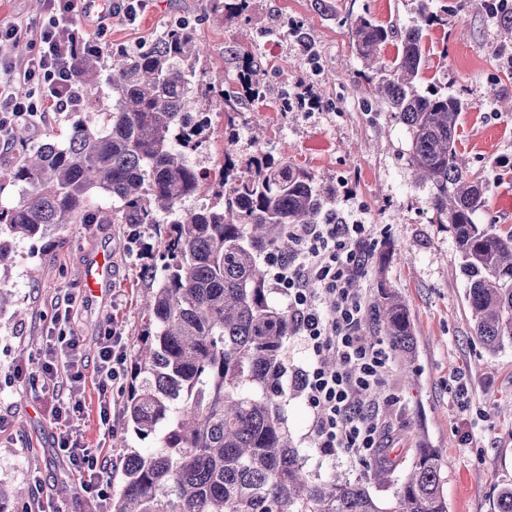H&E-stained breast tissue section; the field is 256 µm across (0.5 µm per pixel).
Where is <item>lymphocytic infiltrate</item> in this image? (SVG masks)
<instances>
[{"instance_id": "f902f5d3", "label": "lymphocytic infiltrate", "mask_w": 512, "mask_h": 512, "mask_svg": "<svg viewBox=\"0 0 512 512\" xmlns=\"http://www.w3.org/2000/svg\"><path fill=\"white\" fill-rule=\"evenodd\" d=\"M92 0H47L48 20L41 24L37 51L18 57L13 53L28 30L21 25H0V143L9 144L13 128L43 115L46 106L58 112L76 111L82 91L72 79V61L88 51L83 22H96L105 30L113 12L94 10ZM31 86L21 98L12 80ZM365 225L348 223L332 215L322 224L290 226L293 244L288 256L270 260L274 284L287 299L292 333L306 353L304 365L293 371L294 389L312 411L308 435L323 456L359 463L389 441V430L378 416L381 369L389 358L382 343L364 340L367 298L350 283L361 275L367 258L359 245ZM335 367H327V358ZM127 343L120 327L102 336L98 373L102 389L119 384L124 376ZM45 388L52 391L53 418H73L80 413L82 357L80 340L58 334L40 367ZM60 449L85 478L87 493L105 499V464L89 449L80 447L71 434H63Z\"/></svg>"}]
</instances>
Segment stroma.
I'll return each instance as SVG.
<instances>
[{"label":"stroma","instance_id":"obj_1","mask_svg":"<svg viewBox=\"0 0 512 512\" xmlns=\"http://www.w3.org/2000/svg\"><path fill=\"white\" fill-rule=\"evenodd\" d=\"M433 9L442 22L425 32L417 87L464 101L456 147L489 186L477 221L512 231V64L499 27L481 0H470L462 12L456 0H433ZM366 13L387 25H408L415 19L414 0H253L245 21L224 19L210 0H146L135 21L117 15L106 35L89 26L84 37L101 45L97 95L106 107L112 104L106 79L113 64L121 54L149 48L167 27L190 26L205 48L198 68L227 89L236 87L242 53L254 56L268 96L215 114L208 141L195 153L201 168L214 170L229 157L244 172L253 156L267 151L324 178L336 190L331 207L367 226L362 292L370 300L383 288L404 297L417 342L411 369L394 353L385 365L379 417L392 442L365 463L321 460L308 437L310 409L295 392L286 393L285 424L306 468L321 479L340 473L364 480L374 494L387 496L398 478L390 464L403 462L422 439L442 457L448 512H493L499 491L512 485V344L490 355L475 340L453 234L437 223L429 189L415 178L409 131L395 113L365 109L370 75L352 48L351 28ZM290 23L305 29L315 56L295 36H284ZM304 84L319 97V108L300 99ZM285 96L293 104L284 112L279 102ZM76 118L51 111L39 125H20L8 147L0 148V170L34 145L63 143ZM128 231L125 224H70L56 240H10L13 261L0 271V287L13 300L12 310L0 313V482L11 497L0 512H29L37 501L46 512H103L104 503L85 492L59 450L63 432L105 456L113 495L129 451L153 444L132 432L105 433L99 421L104 399H124L119 389L100 392V338L115 324L130 340L142 330L144 285ZM92 252L109 256L112 281L91 296L82 270ZM68 292L77 301L62 328L80 339L83 410L77 419L59 422L36 375L57 304Z\"/></svg>","mask_w":512,"mask_h":512}]
</instances>
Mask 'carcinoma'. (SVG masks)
Listing matches in <instances>:
<instances>
[{
	"label": "carcinoma",
	"mask_w": 512,
	"mask_h": 512,
	"mask_svg": "<svg viewBox=\"0 0 512 512\" xmlns=\"http://www.w3.org/2000/svg\"><path fill=\"white\" fill-rule=\"evenodd\" d=\"M213 10L238 18L252 0H211ZM416 23L386 26L361 16L353 47L375 72L370 107L399 114L411 135L416 179L428 185L437 223L451 225L468 285L473 335L495 354L512 343V232L476 222L486 185L456 149L465 103L414 81L425 62L423 37L437 21L433 0H415ZM512 41V9L483 0ZM396 43L390 63L381 49ZM204 53L186 25L169 27L150 48L112 71V106L99 127L77 120L63 146L41 143L0 180L25 184L15 203L0 202V236L45 237L68 224H90L92 191L118 203V223L154 227L156 252L142 268L147 293L143 329L130 364L120 417L123 429L153 436L122 469L112 512H448L439 450L412 449L390 498L360 481L325 480L305 468L284 426L288 390L286 343L292 322L270 300L265 258L288 255L291 224H320L333 188L301 168L259 154L244 175L224 163L214 180L185 160L203 144L206 128H188L192 103L236 112L241 92L224 90L188 67ZM100 58L82 54L72 76L83 106ZM212 203L184 208L201 189ZM372 315L377 331L411 366L414 326L406 300L381 289Z\"/></svg>",
	"instance_id": "obj_1"
}]
</instances>
